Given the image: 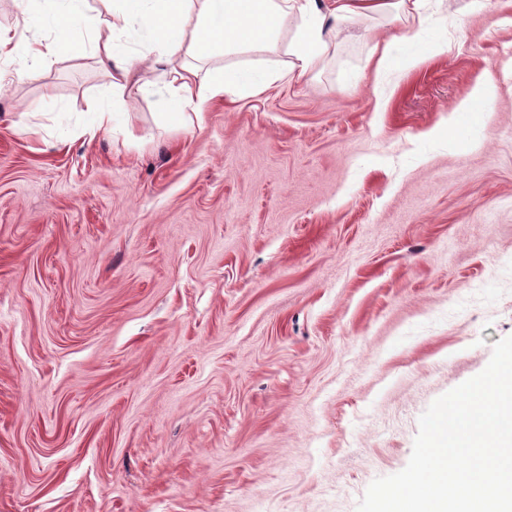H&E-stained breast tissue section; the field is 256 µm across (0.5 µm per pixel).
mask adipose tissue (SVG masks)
Segmentation results:
<instances>
[{"label":"adipose tissue","instance_id":"obj_1","mask_svg":"<svg viewBox=\"0 0 512 512\" xmlns=\"http://www.w3.org/2000/svg\"><path fill=\"white\" fill-rule=\"evenodd\" d=\"M422 0H122L112 7L104 28L86 25L90 0H41L43 24L63 30L65 40L32 36L13 41L0 32V58H20L29 73L50 58L92 54L112 80V89H154L141 68L169 79L168 119L193 124L217 98L258 95L277 82L298 81L315 72L336 47L337 37L359 17L395 19L419 11ZM152 46L146 58L133 57L131 34ZM285 48L286 64L259 70L223 65L226 57Z\"/></svg>","mask_w":512,"mask_h":512}]
</instances>
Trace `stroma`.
Here are the masks:
<instances>
[{"label":"stroma","mask_w":512,"mask_h":512,"mask_svg":"<svg viewBox=\"0 0 512 512\" xmlns=\"http://www.w3.org/2000/svg\"><path fill=\"white\" fill-rule=\"evenodd\" d=\"M0 29L58 36L25 0ZM16 70L0 512H356L512 336V0L356 20L312 78L191 129L92 58ZM97 104L111 128L80 134Z\"/></svg>","instance_id":"stroma-1"}]
</instances>
